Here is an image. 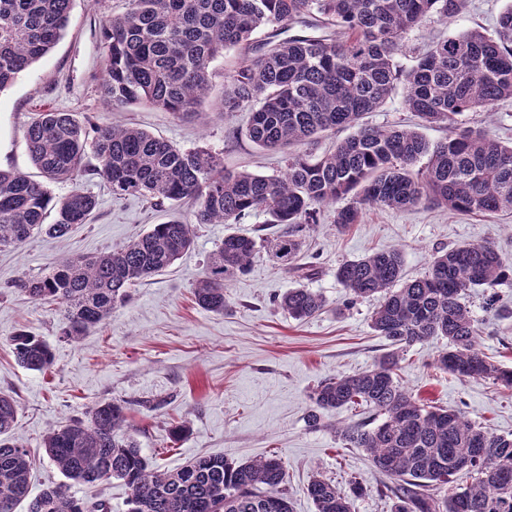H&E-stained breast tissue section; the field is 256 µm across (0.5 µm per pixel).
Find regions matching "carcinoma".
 <instances>
[{
	"instance_id": "1",
	"label": "carcinoma",
	"mask_w": 512,
	"mask_h": 512,
	"mask_svg": "<svg viewBox=\"0 0 512 512\" xmlns=\"http://www.w3.org/2000/svg\"><path fill=\"white\" fill-rule=\"evenodd\" d=\"M72 3L0 0V92L61 40ZM461 8L462 0H128L123 13L102 24L107 102L190 115L210 89L214 60L238 49L247 57L224 74V116L252 112L248 138L284 153L285 172L227 170L205 149H181L140 128L101 123L91 135L70 112H40L24 137L44 180L0 170V249L17 248L36 233L62 238L88 223L95 197L74 188L56 200L50 184L75 180L89 151L96 174L115 194H139L156 207L192 199L198 224H236L263 214L285 225L269 257L302 279L315 275L293 265L302 233L320 222L322 208L347 197L351 201L335 211L338 230L358 223L366 206L429 202L453 212L512 210V145L459 121L512 98V7L499 16L493 36L467 30L437 41L406 71L397 63L405 36L429 14L451 18ZM293 24L334 32L279 38ZM268 27L271 40L253 46V35ZM399 83L405 108L424 126H447L446 139L430 144L415 130L363 123ZM344 129L354 133L321 157L292 150ZM424 157L425 166L416 167ZM50 210L55 217L47 224ZM193 243L192 225L171 219L117 250L64 258L18 288L32 300L58 304L61 336L76 341L126 302L131 286L171 267ZM255 247L246 235L224 237L195 288L199 307L224 313V282L246 271ZM403 265L402 252L392 248L337 268V281L353 297H381L372 329L392 350L362 372L321 382L308 421L317 426L319 411L359 404L383 415L372 428L348 425L337 433L345 447L365 449L375 471L389 479L378 492L391 501V512H512V438L459 411L429 406L397 381L406 349L442 336L448 350L439 356L440 369L512 389V370L482 355V331L465 303L474 288L511 283L512 262L481 242L437 252L419 278H405ZM279 305L305 320L325 301L299 286L283 293ZM10 343L23 368L51 367L50 346L40 337L20 331ZM18 412L15 398L0 392V512H16L22 503L27 512H110L104 500L76 498L66 483L31 496L29 453L12 438ZM43 445L69 481H123L131 490L128 512H292L279 456L232 462L204 454L176 472H160L128 430L123 401L100 403L87 419L58 425ZM461 473L472 482H457ZM307 492L316 512H353L366 487L352 481L343 490L315 476Z\"/></svg>"
}]
</instances>
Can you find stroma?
Segmentation results:
<instances>
[{"label":"stroma","mask_w":512,"mask_h":512,"mask_svg":"<svg viewBox=\"0 0 512 512\" xmlns=\"http://www.w3.org/2000/svg\"><path fill=\"white\" fill-rule=\"evenodd\" d=\"M511 5L512 0H464L456 17L431 15L407 35L399 65L410 68L416 51L439 37L473 28L494 34L500 13ZM126 6V0H74L60 42L0 92V168L38 178L24 129L34 113L58 110L81 120L134 125L183 149L204 148L231 170L282 174V153L247 137L250 112L229 118L222 112L224 74L240 63L238 50L214 62L211 91L196 114L177 117L158 108L107 103L101 91V27ZM462 120L512 142V99L498 102L488 114L465 113ZM95 164L87 157L77 183L50 186L57 197L75 187L93 195L97 208L89 223L74 226L62 238L37 234L21 247L0 250V391L19 403L13 435L33 458L32 493L64 480L45 453V434L85 416L99 402L123 400L144 455L159 470H179L201 454L246 462L276 453L284 461L293 512H315L306 488L316 475L340 487L364 483L367 492L357 500L356 512H390L366 452L344 447L336 434L343 424L375 426L381 414L361 405L322 412L319 426L308 423L310 395L320 382L362 371L388 350L371 327L379 298H353L337 281L336 270L372 251L398 248L406 278L414 279L425 274L436 251L485 241L512 262V213H457L427 202L406 210L367 207L359 223L341 233L332 223V208L326 207L320 223L307 231L297 259L315 270L313 278L302 281L268 257L266 245L282 227L267 223L264 215L237 224L199 225L192 201L158 208L136 194H115L94 173ZM174 217L195 224L194 245L166 272L132 286L129 301L80 340L62 338L56 305L33 301L17 287L20 280L48 273L61 257L119 248ZM232 233L254 238L257 248L248 272L227 281V306L216 314L197 306L193 290L209 255ZM302 284L322 294L325 307L298 321L276 299ZM497 292L502 310L486 308L483 288L469 293L467 306L483 331L481 351L494 364L512 368V283ZM19 331L49 343L54 355L49 370L30 371L16 362L8 339ZM446 344L434 336L407 349L397 376L400 385L425 404L459 410L494 434L512 435V390L439 370L436 360ZM181 422L189 431L173 440L171 430Z\"/></svg>","instance_id":"obj_1"}]
</instances>
